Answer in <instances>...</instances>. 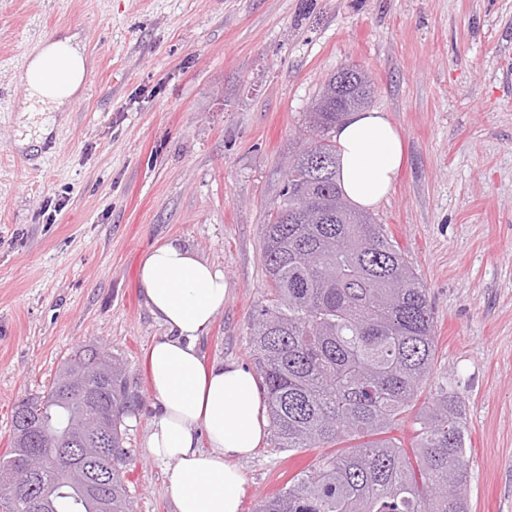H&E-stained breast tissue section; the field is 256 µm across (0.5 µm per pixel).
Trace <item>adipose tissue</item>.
Wrapping results in <instances>:
<instances>
[{
	"mask_svg": "<svg viewBox=\"0 0 512 512\" xmlns=\"http://www.w3.org/2000/svg\"><path fill=\"white\" fill-rule=\"evenodd\" d=\"M87 65L76 37L35 46L19 74L26 121L64 111L80 92ZM335 140L342 193L359 209L378 206L405 161L400 133L385 113L353 112ZM139 286L150 313L167 329L148 354L157 413L145 455L170 464L167 492L176 512H241L239 463L262 445L269 423L255 374L235 361L206 363L198 346L228 299L224 273L169 240L143 255Z\"/></svg>",
	"mask_w": 512,
	"mask_h": 512,
	"instance_id": "ef3b65f1",
	"label": "adipose tissue"
}]
</instances>
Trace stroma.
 <instances>
[{
  "instance_id": "35a3bbf8",
  "label": "stroma",
  "mask_w": 512,
  "mask_h": 512,
  "mask_svg": "<svg viewBox=\"0 0 512 512\" xmlns=\"http://www.w3.org/2000/svg\"><path fill=\"white\" fill-rule=\"evenodd\" d=\"M83 41L79 98L25 144L16 74L38 41ZM348 64L406 161L370 214L428 287L433 374L464 402L471 512H512V0H0V453L17 402L74 348L120 354L135 512H174L145 457L156 413L147 352L166 333L139 289L144 252L181 241L229 299L206 362L252 366L268 298L262 226L311 106ZM321 449L266 440L240 464L257 512Z\"/></svg>"
}]
</instances>
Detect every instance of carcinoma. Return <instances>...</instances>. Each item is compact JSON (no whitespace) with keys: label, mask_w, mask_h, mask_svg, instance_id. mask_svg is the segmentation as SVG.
<instances>
[{"label":"carcinoma","mask_w":512,"mask_h":512,"mask_svg":"<svg viewBox=\"0 0 512 512\" xmlns=\"http://www.w3.org/2000/svg\"><path fill=\"white\" fill-rule=\"evenodd\" d=\"M339 70L310 113L313 137L284 172L272 219L263 225L264 268L272 296L249 323V343L267 394L275 447L288 451L345 444L321 456L262 501L259 512H469L464 403L436 386L417 405L435 359L429 292L384 225L356 211L336 182L329 133L347 111L370 104L369 76ZM134 395L119 354L85 345L67 356L51 386L16 405L0 477L21 467L31 423L60 439L78 432L80 414L112 413L109 451L85 441L66 466L46 449L36 479L50 512H133L123 480L124 419ZM412 418L406 448L390 433ZM112 482L87 498L76 484L94 471Z\"/></svg>","instance_id":"obj_1"}]
</instances>
